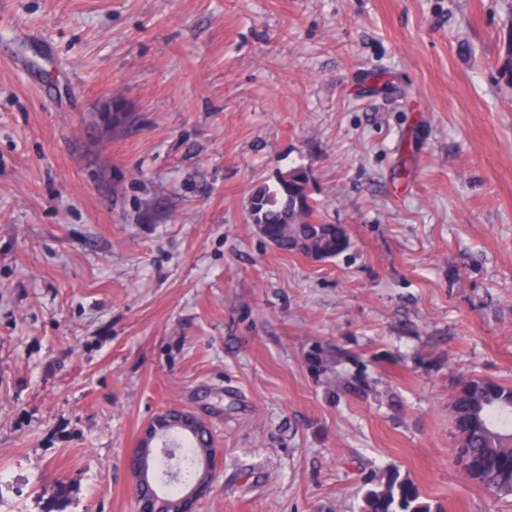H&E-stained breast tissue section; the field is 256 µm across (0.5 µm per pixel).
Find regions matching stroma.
<instances>
[{"label":"stroma","mask_w":512,"mask_h":512,"mask_svg":"<svg viewBox=\"0 0 512 512\" xmlns=\"http://www.w3.org/2000/svg\"><path fill=\"white\" fill-rule=\"evenodd\" d=\"M9 11L0 512H136L130 459L173 405L216 437L199 512H359L394 472L512 512L458 471L449 410L460 379L512 383V0ZM292 169L339 256L250 223Z\"/></svg>","instance_id":"35a3bbf8"}]
</instances>
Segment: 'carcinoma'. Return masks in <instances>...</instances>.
Instances as JSON below:
<instances>
[{"mask_svg":"<svg viewBox=\"0 0 512 512\" xmlns=\"http://www.w3.org/2000/svg\"><path fill=\"white\" fill-rule=\"evenodd\" d=\"M251 223L277 249L290 252L292 237L324 233L320 246L329 258L348 249L336 247L345 236L338 224H324L314 217L315 206L308 191V176L291 170L276 184L255 186L250 193ZM456 437L454 461L466 479L497 497L512 496V386L478 377L463 379L455 386L449 403ZM164 438L177 448V460H154L155 474L163 480L164 493L177 500L183 484L195 477V461L216 447L213 431L207 429L194 438L169 432ZM362 497L360 512H442L440 506L422 499L418 487L398 473L385 482L374 483Z\"/></svg>","mask_w":512,"mask_h":512,"instance_id":"cac0c4a2","label":"carcinoma"}]
</instances>
